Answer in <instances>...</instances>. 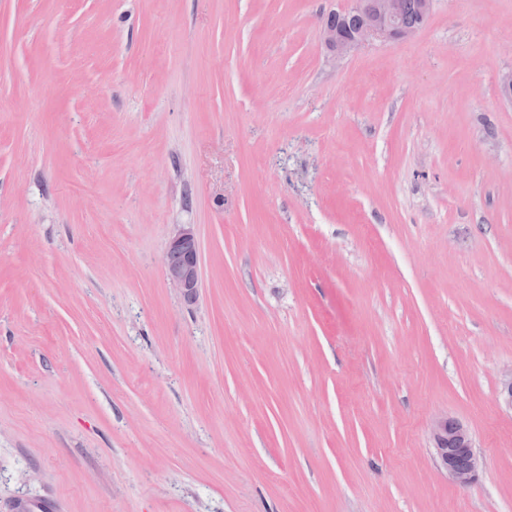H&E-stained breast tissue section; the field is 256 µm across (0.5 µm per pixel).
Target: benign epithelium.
Here are the masks:
<instances>
[{
  "label": "benign epithelium",
  "instance_id": "1",
  "mask_svg": "<svg viewBox=\"0 0 512 512\" xmlns=\"http://www.w3.org/2000/svg\"><path fill=\"white\" fill-rule=\"evenodd\" d=\"M349 2V6L329 14L322 26L324 44L338 58L372 40L405 41L421 30L419 26L409 28L400 24L402 0ZM349 14L364 17L362 24L354 30L342 25L341 18ZM162 263L167 281L181 300L187 305L196 303L201 288V253L194 225H178L164 251ZM498 397L506 408L512 410V371L505 373L500 380ZM430 437L437 465L448 478L460 487L473 484L478 476L479 459L469 428L458 419L439 416L431 423Z\"/></svg>",
  "mask_w": 512,
  "mask_h": 512
}]
</instances>
